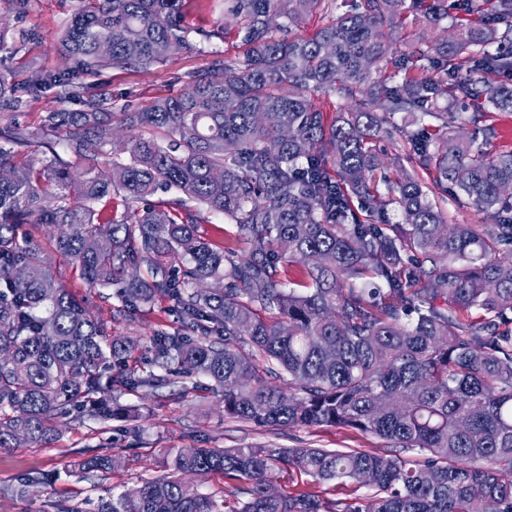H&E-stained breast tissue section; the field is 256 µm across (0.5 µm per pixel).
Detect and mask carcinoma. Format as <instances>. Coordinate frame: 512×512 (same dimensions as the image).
<instances>
[{
  "label": "carcinoma",
  "instance_id": "obj_1",
  "mask_svg": "<svg viewBox=\"0 0 512 512\" xmlns=\"http://www.w3.org/2000/svg\"><path fill=\"white\" fill-rule=\"evenodd\" d=\"M81 2L60 38L68 68L0 74V112L50 90L79 106L43 120L74 163L54 154L38 167L33 132L0 126V449L49 444L59 419L112 420L113 381L186 393L204 377L230 418L350 427L387 447L183 448L170 475L97 512H487L490 500L512 512V149L487 124L490 106L512 112V86L494 83L512 66V0H351L313 35L283 37L329 0H224L242 55L214 56L184 91L135 112L84 77L162 63L224 29L186 27L184 0ZM453 10L465 17L450 38L440 25ZM411 15L437 33L401 51ZM383 71L399 81L373 78ZM319 95L336 97L330 123ZM442 100L466 107L439 112ZM469 125L482 142L460 134ZM117 128L123 148L109 151ZM397 136L402 156L377 147ZM451 188L489 223H449ZM160 191L175 197L151 201ZM203 209L234 237H207ZM25 224L55 233L43 244ZM54 255L114 289L126 318L171 304L181 328L150 337L147 369L129 364L137 343L109 337L57 280ZM285 376L286 391L274 383ZM120 463L93 454L79 470ZM283 469L317 484L369 472L373 493L268 496ZM186 474L234 481L232 500ZM48 479L3 493L25 498Z\"/></svg>",
  "mask_w": 512,
  "mask_h": 512
}]
</instances>
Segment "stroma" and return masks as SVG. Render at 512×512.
<instances>
[{
    "instance_id": "stroma-1",
    "label": "stroma",
    "mask_w": 512,
    "mask_h": 512,
    "mask_svg": "<svg viewBox=\"0 0 512 512\" xmlns=\"http://www.w3.org/2000/svg\"><path fill=\"white\" fill-rule=\"evenodd\" d=\"M79 7L80 0H0V26L7 29L9 39L16 41L31 32L37 35L36 41L25 44L18 53L0 52V71H10L15 79L23 80L34 66L53 70L68 67V60L59 51L58 39ZM183 13L189 26L223 28V39L202 43L197 52L177 53L166 63L144 69L101 71L91 77V84L108 86L117 105L141 108L155 97L178 93L181 86L177 76L205 66L212 51L222 52L228 58L240 53L236 21L225 13L224 0H184ZM61 106L55 92L50 91L23 107L18 115L0 112V125L14 117L33 131L30 156L47 159L56 152L67 159L71 153L66 146L41 131L46 113ZM54 271L60 283L104 319L107 334L139 340L140 356H147L149 338L155 330L173 333L179 327L166 302H156L150 312L129 322L116 316L118 302L110 298L108 289L90 287L66 260L55 258ZM112 395L125 409V417L109 422L87 419L62 423L50 446L0 451V487L14 484L33 472L57 475L52 485L35 486L27 498L0 496V512H55L56 504L61 502L79 504L83 512H96L100 499L110 496L112 491H133L165 475L170 452L181 448L272 444L280 448L368 449L382 445L372 435L345 427L260 428L226 417L221 395L200 390L185 394L177 385L138 393L116 385ZM103 451L119 453L123 466L104 477H82L76 468L77 461ZM271 481L281 494L313 489L327 500L349 501L369 492L368 487L349 480L317 485L310 477L296 472L274 474Z\"/></svg>"
}]
</instances>
